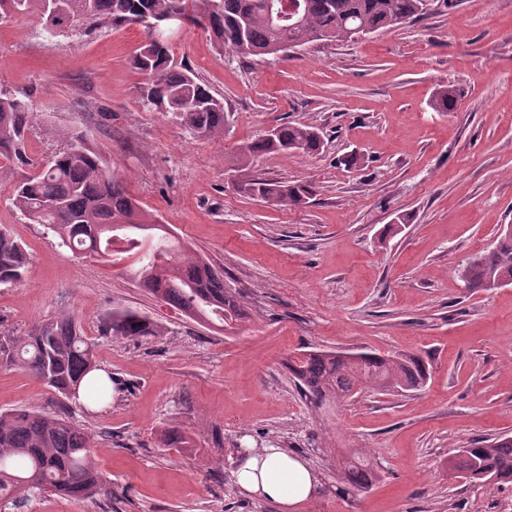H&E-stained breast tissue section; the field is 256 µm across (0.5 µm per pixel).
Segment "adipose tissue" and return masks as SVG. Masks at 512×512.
Segmentation results:
<instances>
[{
	"mask_svg": "<svg viewBox=\"0 0 512 512\" xmlns=\"http://www.w3.org/2000/svg\"><path fill=\"white\" fill-rule=\"evenodd\" d=\"M233 476L240 493L285 507L309 501L320 482L307 461L273 444L247 449L235 462Z\"/></svg>",
	"mask_w": 512,
	"mask_h": 512,
	"instance_id": "adipose-tissue-1",
	"label": "adipose tissue"
}]
</instances>
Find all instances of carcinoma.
I'll return each instance as SVG.
<instances>
[{"label":"carcinoma","mask_w":512,"mask_h":512,"mask_svg":"<svg viewBox=\"0 0 512 512\" xmlns=\"http://www.w3.org/2000/svg\"><path fill=\"white\" fill-rule=\"evenodd\" d=\"M296 6L290 20L275 18L279 0H0V19L15 14L45 20L50 32L88 36L103 29L138 25L147 40L133 56L144 76L139 100L148 112L169 114L194 139L224 134V102L191 68L170 55L168 39L154 37L150 24L172 12L185 26L207 31L219 49L240 57L277 55L292 43L349 42L360 35L400 25L427 12L428 0H288ZM458 90L448 84L432 99L437 112L456 109ZM33 116L27 95L0 92V177L27 164L24 135ZM66 146L13 184L10 201L32 224H44L58 244L104 261L137 256L141 287L198 323L220 324L246 316L243 304L224 285V268L190 251L172 252V232L154 224L155 215L139 204L123 176L105 168L103 157L86 143L82 131L62 134ZM322 139L314 125L288 123L241 145L238 160L247 166L273 153L314 155ZM242 194L269 207L298 205L312 196L309 185L247 176L236 183ZM30 263L20 240L0 228V284L21 280ZM470 288L512 284V234L459 269ZM106 333L139 339L160 335L159 325L130 309L114 310ZM0 358L27 370L54 392L70 398L94 370V344L77 320L63 315L36 325L23 337L0 336ZM287 368L303 393L317 405L338 402L364 387L381 392L410 391L427 378L424 364L411 355L300 351ZM345 476L357 489L375 477L371 456L354 451L345 458ZM457 468L471 481H512V436L462 449ZM77 500L109 494L107 481L92 464L90 440L83 429L60 414L16 409L0 412V512H20L38 494Z\"/></svg>","instance_id":"cac0c4a2"}]
</instances>
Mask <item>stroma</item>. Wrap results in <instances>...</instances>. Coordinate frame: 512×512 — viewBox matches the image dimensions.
Masks as SVG:
<instances>
[{
  "mask_svg": "<svg viewBox=\"0 0 512 512\" xmlns=\"http://www.w3.org/2000/svg\"><path fill=\"white\" fill-rule=\"evenodd\" d=\"M141 27L83 39L49 35L41 19L0 23V90L34 109L25 151L41 163L80 130L123 174L130 193L176 241L224 269L248 316L214 331L141 288L134 257L111 263L57 246L19 220L0 179V225L27 246L22 281L0 285V334L73 315L110 372L100 408L58 396L27 371L0 365V412L62 414L83 428L111 497L48 495L29 512H283L242 495L240 449L278 443L319 473L295 512H512V482L478 485L453 464L472 443L512 436V285L467 288L458 269L512 226V0H431L428 12L357 41H319L244 59L202 29L171 47L228 114L223 136L189 138L145 111L130 64ZM445 83L455 111H434ZM287 122L323 132L319 154H267L253 173L313 189L272 208L235 189L239 147ZM354 154L353 167L340 165ZM162 333L106 335L115 309ZM421 357L418 390L366 391L315 408L286 363L307 348ZM169 429L186 439L168 448ZM372 452L375 479L359 491L344 456Z\"/></svg>",
  "mask_w": 512,
  "mask_h": 512,
  "instance_id": "1",
  "label": "stroma"
}]
</instances>
